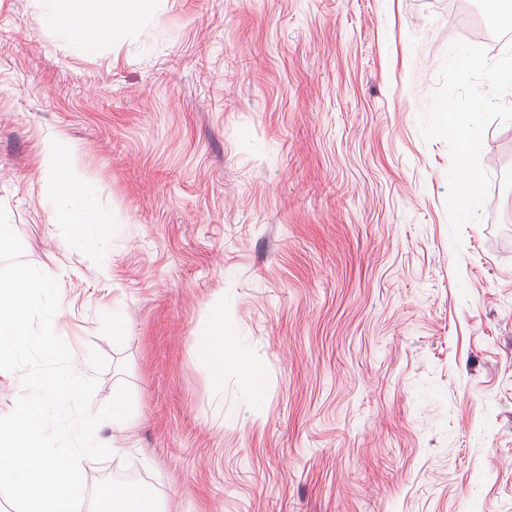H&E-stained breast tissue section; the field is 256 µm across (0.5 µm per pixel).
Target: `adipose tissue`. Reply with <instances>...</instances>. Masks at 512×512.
<instances>
[{
  "label": "adipose tissue",
  "mask_w": 512,
  "mask_h": 512,
  "mask_svg": "<svg viewBox=\"0 0 512 512\" xmlns=\"http://www.w3.org/2000/svg\"><path fill=\"white\" fill-rule=\"evenodd\" d=\"M149 9L150 0H48L42 20L88 52L100 38H117L134 28ZM41 170L50 188L55 223L67 225L88 248H95L115 219L111 212L93 203L90 186L77 171L74 150L66 139L55 136L44 141ZM198 348L202 362L216 383H223L227 367L239 366L244 391L252 398H259L260 372L255 366L239 364L236 330L226 320L223 307L211 309ZM97 512L163 510L145 488L125 482H109L100 490Z\"/></svg>",
  "instance_id": "adipose-tissue-1"
}]
</instances>
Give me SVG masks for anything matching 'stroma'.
Segmentation results:
<instances>
[{
  "instance_id": "1",
  "label": "stroma",
  "mask_w": 512,
  "mask_h": 512,
  "mask_svg": "<svg viewBox=\"0 0 512 512\" xmlns=\"http://www.w3.org/2000/svg\"><path fill=\"white\" fill-rule=\"evenodd\" d=\"M488 0H154L94 53L0 0V204L59 282L53 328L122 393L121 451L83 460L167 512H512V123L487 126L480 218L453 243L451 156L418 118ZM63 134L121 222L54 223ZM223 301L245 362L196 348ZM237 339L235 328L224 316V306L215 307L211 309L206 329L201 334L198 343L199 355L219 388L223 387L224 370L229 366H238L241 385L256 403L261 394L258 385L260 372L254 365L243 364L235 358L238 355Z\"/></svg>"
}]
</instances>
